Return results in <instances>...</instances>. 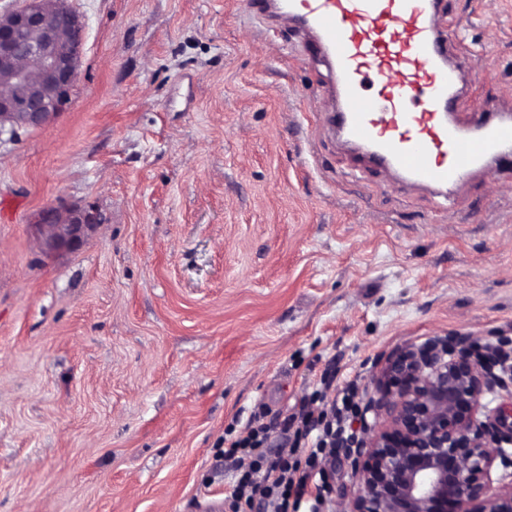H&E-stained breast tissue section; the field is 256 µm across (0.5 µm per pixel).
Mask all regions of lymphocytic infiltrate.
I'll use <instances>...</instances> for the list:
<instances>
[{"label": "lymphocytic infiltrate", "instance_id": "lymphocytic-infiltrate-1", "mask_svg": "<svg viewBox=\"0 0 512 512\" xmlns=\"http://www.w3.org/2000/svg\"><path fill=\"white\" fill-rule=\"evenodd\" d=\"M355 396L351 385L328 401L317 390L283 419H268L261 408L240 428L226 429L229 512L245 504L258 512H322L329 490L325 463L349 438L347 421L360 414Z\"/></svg>", "mask_w": 512, "mask_h": 512}]
</instances>
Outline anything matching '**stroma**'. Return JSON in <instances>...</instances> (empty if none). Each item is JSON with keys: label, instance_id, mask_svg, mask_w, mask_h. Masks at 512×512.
<instances>
[{"label": "stroma", "instance_id": "stroma-1", "mask_svg": "<svg viewBox=\"0 0 512 512\" xmlns=\"http://www.w3.org/2000/svg\"><path fill=\"white\" fill-rule=\"evenodd\" d=\"M470 99L512 113V0H446ZM69 100L0 141V512H204L224 430L360 400L397 348L512 336V175L445 193L366 166L326 68L245 0H68ZM101 224L33 231L58 199ZM100 223L98 213L57 203L42 210L34 229L45 254L52 255L75 250Z\"/></svg>", "mask_w": 512, "mask_h": 512}]
</instances>
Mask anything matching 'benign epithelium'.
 Returning <instances> with one entry per match:
<instances>
[{
    "label": "benign epithelium",
    "mask_w": 512,
    "mask_h": 512,
    "mask_svg": "<svg viewBox=\"0 0 512 512\" xmlns=\"http://www.w3.org/2000/svg\"><path fill=\"white\" fill-rule=\"evenodd\" d=\"M84 24L66 0H22L0 15V137L49 125L76 81ZM99 214L63 203L34 225L45 254L75 250ZM512 337L481 346L472 336H433L393 351L366 403L364 424L345 447L358 490L342 512H512V481L493 478L505 463L501 429L512 411L483 422L481 395L504 386Z\"/></svg>",
    "instance_id": "1"
}]
</instances>
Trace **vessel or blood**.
<instances>
[{"label": "vessel or blood", "mask_w": 512, "mask_h": 512, "mask_svg": "<svg viewBox=\"0 0 512 512\" xmlns=\"http://www.w3.org/2000/svg\"><path fill=\"white\" fill-rule=\"evenodd\" d=\"M245 8L266 30L287 22L309 34L305 52L327 67L338 96L328 121L372 165L440 190L512 169V119L457 110L442 0H246Z\"/></svg>", "instance_id": "b4317fda"}]
</instances>
